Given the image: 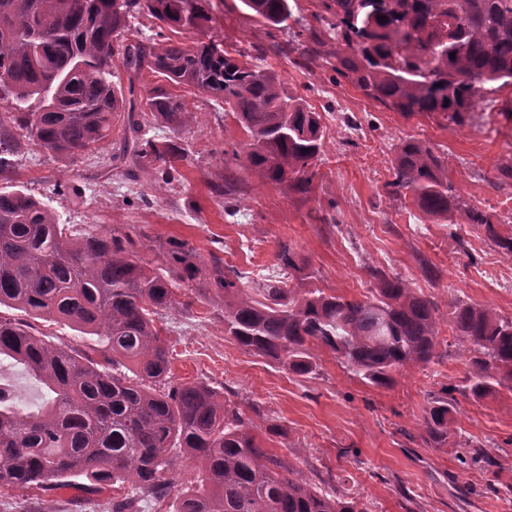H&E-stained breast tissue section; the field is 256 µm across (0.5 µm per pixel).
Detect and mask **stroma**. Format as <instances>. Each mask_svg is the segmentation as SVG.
<instances>
[{
	"instance_id": "35a3bbf8",
	"label": "stroma",
	"mask_w": 512,
	"mask_h": 512,
	"mask_svg": "<svg viewBox=\"0 0 512 512\" xmlns=\"http://www.w3.org/2000/svg\"><path fill=\"white\" fill-rule=\"evenodd\" d=\"M213 20L182 42L215 37L259 57L287 89L320 112L326 146L308 192L262 185L225 149L243 134L223 105L185 92L197 114L181 136L193 152L182 182L156 190L112 161L122 147L114 127L102 148L61 160L29 145L0 188L15 186L48 205L61 223L78 229L119 225L150 239L186 240L201 256L221 251L226 265L255 284L279 274V244L296 253L292 288H319L349 299L369 296L372 270L404 279L440 307L464 301L512 317V258L483 227L448 224L419 213L411 199L387 187L398 143L421 140L448 161V179L463 199L490 215L501 234H512V185L498 168L512 159V123L496 112L512 90L487 95L464 124L443 114L407 115L366 96L334 71L336 37L318 15L321 0H295L283 28L250 16L240 0H212ZM360 123L344 126L342 114ZM238 181L239 214L226 219L214 188L225 171ZM440 358L412 365L388 388L349 372L329 349L313 347L316 369L306 376L240 348L224 334L219 311L193 302L167 314L162 337L175 380L205 381L224 391L244 418L263 426L267 448L285 456L317 485L361 497L370 512H512V392L499 389L475 401L459 392L471 356L447 321L438 325ZM455 385L452 430L445 448L423 440L421 419L430 394ZM277 433H269V426ZM472 439L497 460L494 472L464 467L457 441ZM501 494L490 492V485ZM111 487L77 485L43 493L0 492V512H106Z\"/></svg>"
}]
</instances>
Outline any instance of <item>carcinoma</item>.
<instances>
[{"label":"carcinoma","instance_id":"cac0c4a2","mask_svg":"<svg viewBox=\"0 0 512 512\" xmlns=\"http://www.w3.org/2000/svg\"><path fill=\"white\" fill-rule=\"evenodd\" d=\"M208 0H0V173L14 168L21 141L73 159L107 141L126 113L122 151L112 161L161 188L192 163L179 145L196 121L166 87L140 99L148 70L224 104L245 134L232 158L261 184L306 192L324 152L321 115L287 90L246 51L211 39H130L147 15L187 33L209 21ZM266 25L292 17L291 0H241ZM336 23L338 75L367 96L405 114L446 112L457 125L487 93L512 87V0H322ZM387 22H379V17ZM122 60L128 86L113 68ZM170 135L146 136L147 116ZM391 191L407 190L425 215L479 224L512 257L481 208L448 181L445 158L420 140L397 147ZM134 239L114 225L82 231L61 224L43 202L19 188L0 190V307L96 337L85 350L55 345L30 323L0 315V356L23 364L45 388L34 411L0 386V489L49 491L80 477L92 486H130L112 512H142V501H169L170 512H368L334 488L317 486L263 448L258 426L217 388L178 382L161 335L165 315L191 305L187 288L222 312L224 333L241 348L306 376L311 345L339 355L365 383L389 387L394 374L437 357L438 303L402 278L375 270L363 300L302 292L267 279L255 293L216 253L204 259L189 242L158 245L152 267ZM448 325L474 353L465 395L475 400L512 390V318L463 301ZM448 388L430 395L425 442L451 437ZM461 463L495 461L477 441L457 444ZM200 463L193 479L170 474L173 459Z\"/></svg>","mask_w":512,"mask_h":512}]
</instances>
